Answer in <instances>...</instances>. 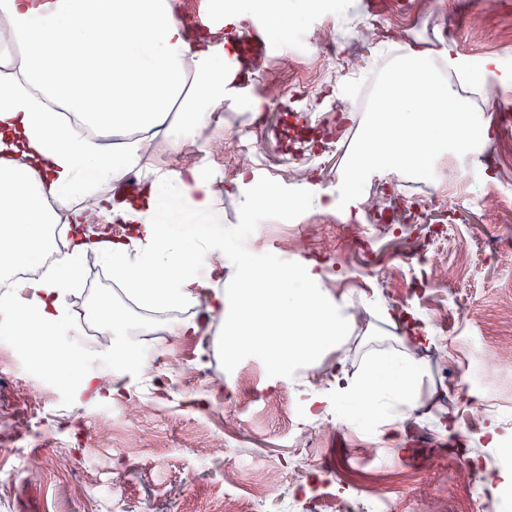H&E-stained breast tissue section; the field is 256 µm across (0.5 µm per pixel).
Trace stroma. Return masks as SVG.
I'll use <instances>...</instances> for the list:
<instances>
[{
	"instance_id": "1",
	"label": "stroma",
	"mask_w": 512,
	"mask_h": 512,
	"mask_svg": "<svg viewBox=\"0 0 512 512\" xmlns=\"http://www.w3.org/2000/svg\"><path fill=\"white\" fill-rule=\"evenodd\" d=\"M308 2L288 0L287 7L296 31L315 49L307 60L285 55L252 70L248 99L258 104L257 112L225 109L200 139L174 149L159 140L148 153L155 167H195L221 187L210 223L236 240L245 195L272 185L286 195L314 191L335 199L326 211L258 214L261 237L247 245L237 240L234 248L223 249L222 264L204 265L200 276L223 286L229 268L243 257L282 265L322 261L326 288L372 315L339 354L323 361L328 367L344 358L352 373L362 371L370 351L398 348L400 330L384 322L380 310L412 316L422 333L447 350L448 365L440 367L431 352L423 354L426 373L416 398L398 409L406 452L395 453L392 437L374 418L339 420L328 414L330 429L319 441H298L295 430L284 425L280 406L289 404L304 416L300 384L278 385L264 400H255L265 364L247 356L228 366L223 348L211 339L220 321L200 306L165 314L128 306L129 321H149L153 328L143 339L146 352L139 364L117 373L112 342L85 337L83 297L114 286L106 264L90 251L81 259L80 282L67 296L69 321L59 341L78 355V373L129 385L132 395L89 399L76 384H64L49 360L16 344L15 317H0V417L13 423L0 429V512H210L224 490L248 493L255 475L273 465L275 487L257 512H285L286 502L314 499L326 485L356 501L368 483V469L377 467L414 477L390 489L394 512H486L485 502L499 493L512 506V492L503 493L498 479L512 459L506 448L488 447L486 440L492 426L512 441V358L488 364L493 389L481 414L474 413L457 371L483 350L512 345V249L499 241L512 234V218L503 210L504 201L512 202V158L487 149L473 159L441 158L430 178L447 197L433 205L419 203L413 222L401 209L408 198L404 180L375 175L357 198L346 195V159L359 136L357 125L323 152L310 177L290 178L295 157L307 163L314 158L312 148L292 146L286 133L290 114L301 113L305 127L318 130L352 110L357 96L376 105L389 61L387 43L405 40L388 15L389 0H326L328 8L321 12L309 10ZM170 3L192 35L223 39L210 22L216 0ZM483 8V0H409L404 21L418 28V41L454 43L462 68H480L494 57L498 72L488 77L487 87L499 95L504 111L512 112V89L499 80L512 75V36L496 42L478 38ZM365 25L369 40L355 41L356 30ZM244 128L264 164H253L249 152L240 150ZM443 234L446 274L439 277L430 257ZM174 319L199 321L207 337L167 335L165 326ZM219 381L224 394L211 398ZM445 422L452 433L442 431ZM463 457L493 463L472 498L448 487L452 479L461 486L471 483L458 465Z\"/></svg>"
}]
</instances>
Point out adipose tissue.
Masks as SVG:
<instances>
[{
  "label": "adipose tissue",
  "instance_id": "1",
  "mask_svg": "<svg viewBox=\"0 0 512 512\" xmlns=\"http://www.w3.org/2000/svg\"><path fill=\"white\" fill-rule=\"evenodd\" d=\"M0 25L11 43L0 50V280L9 281L44 248L55 221L49 202L60 193L87 196L75 223L97 214L127 226L122 237L74 242L25 297L0 294V308L15 313L35 357L49 356L64 377L77 363L54 338L67 321V295L88 250L102 257L138 306H201L220 314L226 362L261 357L270 370L266 388L318 367L348 340L355 330L349 305L325 288L326 272L316 261L293 268L241 262L224 289L206 285L199 269L224 246L223 233L208 222L219 191L198 170L163 171L146 160L150 142L197 139L225 105L240 101L236 75L222 64L223 44L190 40L168 0H0ZM496 68L489 58L481 71L460 69L449 43L398 47L348 160L349 193L375 174L403 177L431 169L447 152L476 154V138L490 135L491 121L476 119L470 100L442 73L455 72L477 89ZM423 98L433 100L434 111L419 110ZM64 110L85 126L121 134L122 142L109 148L81 137L62 124ZM426 142L431 152L423 151ZM134 171L142 179L133 201L116 207L98 194L99 186ZM322 205L318 194L287 199L267 190L252 193L245 210ZM422 374L412 352L374 357L357 375L340 359L329 393L306 387L300 395L313 417L348 400L373 415L413 402Z\"/></svg>",
  "mask_w": 512,
  "mask_h": 512
}]
</instances>
